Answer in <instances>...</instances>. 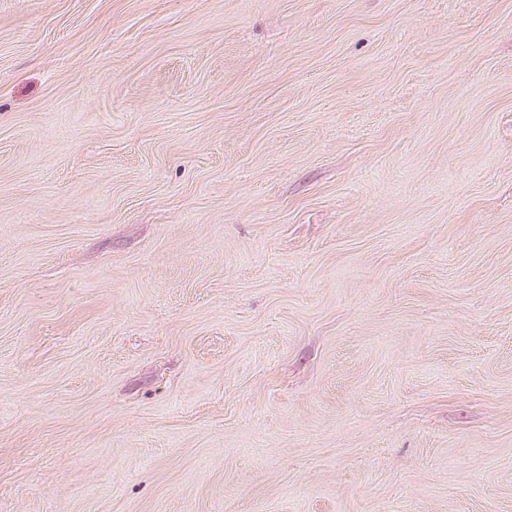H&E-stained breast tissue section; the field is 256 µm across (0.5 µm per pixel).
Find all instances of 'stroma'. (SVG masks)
<instances>
[{"instance_id": "35a3bbf8", "label": "stroma", "mask_w": 512, "mask_h": 512, "mask_svg": "<svg viewBox=\"0 0 512 512\" xmlns=\"http://www.w3.org/2000/svg\"><path fill=\"white\" fill-rule=\"evenodd\" d=\"M0 512H512V0H0Z\"/></svg>"}]
</instances>
